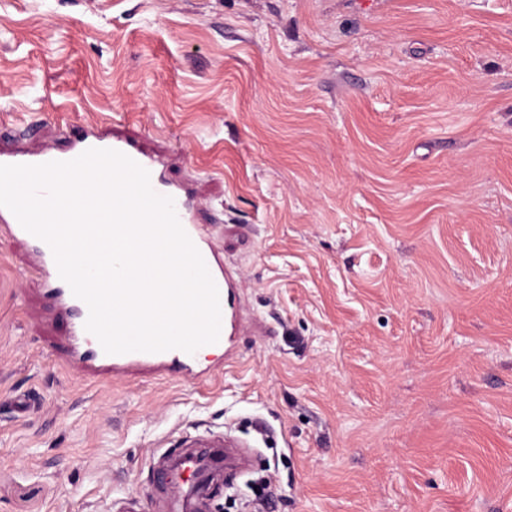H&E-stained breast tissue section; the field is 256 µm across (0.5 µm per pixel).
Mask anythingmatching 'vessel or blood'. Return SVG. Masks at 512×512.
I'll return each mask as SVG.
<instances>
[{
    "label": "vessel or blood",
    "mask_w": 512,
    "mask_h": 512,
    "mask_svg": "<svg viewBox=\"0 0 512 512\" xmlns=\"http://www.w3.org/2000/svg\"><path fill=\"white\" fill-rule=\"evenodd\" d=\"M91 148L112 149L126 154L148 171L150 185L156 194L173 199L177 217L200 251L218 289L221 330L212 348L230 352L235 336L243 329L239 277L226 266L199 227L196 221L201 206L199 197L186 184L169 177L170 162L166 155L149 151L138 140L111 136L101 127L87 125L76 131L69 152L61 153L50 147L7 152L0 150V164L65 162ZM0 223L5 225L13 238L31 245L37 254L35 269L46 287V296L52 307L67 321L68 331L57 356L71 373L83 378L109 374L116 379L143 374L175 381L218 375V367L206 364L197 352L189 354L171 349L156 353H105L98 339L86 331L88 307L73 295L69 285L60 278L48 244L26 231L8 209L0 207ZM237 445V439L220 432L206 430L183 434L178 438L176 448L154 452L151 467L156 481L148 498L125 495L114 501L115 512H212V493L224 480V470L228 465L227 451Z\"/></svg>",
    "instance_id": "1"
}]
</instances>
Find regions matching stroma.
<instances>
[{"label": "stroma", "mask_w": 512, "mask_h": 512, "mask_svg": "<svg viewBox=\"0 0 512 512\" xmlns=\"http://www.w3.org/2000/svg\"><path fill=\"white\" fill-rule=\"evenodd\" d=\"M91 122L197 178L249 323L211 380L77 377L0 232V512H108L197 429L271 512H512V0H0V147Z\"/></svg>", "instance_id": "35a3bbf8"}]
</instances>
